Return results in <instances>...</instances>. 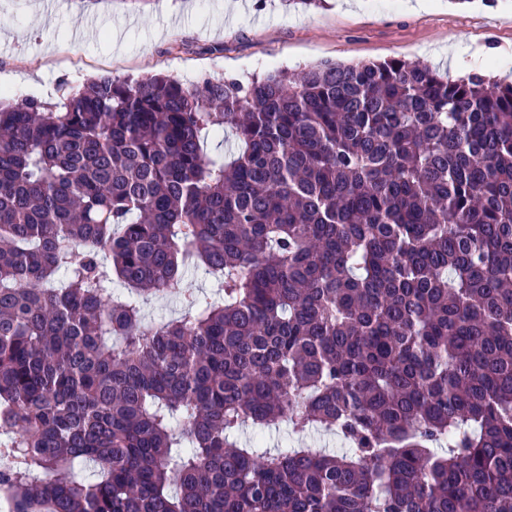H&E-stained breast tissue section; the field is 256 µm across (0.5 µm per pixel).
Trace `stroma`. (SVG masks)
Wrapping results in <instances>:
<instances>
[{
  "label": "stroma",
  "instance_id": "stroma-1",
  "mask_svg": "<svg viewBox=\"0 0 512 512\" xmlns=\"http://www.w3.org/2000/svg\"><path fill=\"white\" fill-rule=\"evenodd\" d=\"M512 82V0H0V85L51 102L88 79H248L320 61L401 56Z\"/></svg>",
  "mask_w": 512,
  "mask_h": 512
}]
</instances>
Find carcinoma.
I'll list each match as a JSON object with an SVG mask.
<instances>
[{"label":"carcinoma","mask_w":512,"mask_h":512,"mask_svg":"<svg viewBox=\"0 0 512 512\" xmlns=\"http://www.w3.org/2000/svg\"><path fill=\"white\" fill-rule=\"evenodd\" d=\"M190 264L212 294L143 324ZM284 419L345 452L264 448ZM0 491L512 512V83L392 57L0 106Z\"/></svg>","instance_id":"1"}]
</instances>
